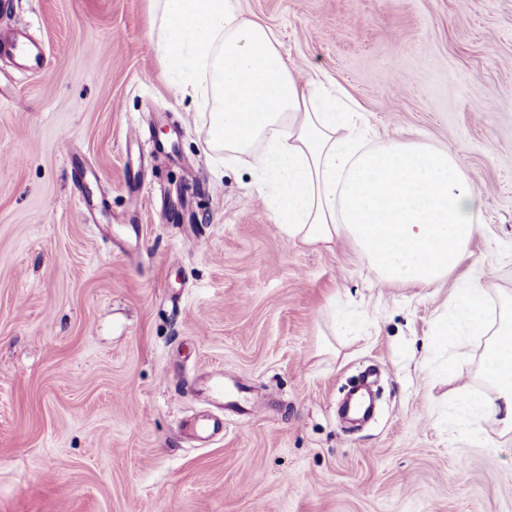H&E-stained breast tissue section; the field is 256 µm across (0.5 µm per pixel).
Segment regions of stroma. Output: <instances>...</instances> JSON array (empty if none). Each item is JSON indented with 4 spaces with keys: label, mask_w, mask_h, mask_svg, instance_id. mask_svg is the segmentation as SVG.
Listing matches in <instances>:
<instances>
[{
    "label": "stroma",
    "mask_w": 512,
    "mask_h": 512,
    "mask_svg": "<svg viewBox=\"0 0 512 512\" xmlns=\"http://www.w3.org/2000/svg\"><path fill=\"white\" fill-rule=\"evenodd\" d=\"M238 3L368 145L465 156L468 256L384 285L350 240L289 239L252 158L214 172L150 0H10L44 61L0 56V512H512V432L448 418L483 343L432 346L454 288L512 294V0ZM215 370L243 402L203 445Z\"/></svg>",
    "instance_id": "stroma-1"
}]
</instances>
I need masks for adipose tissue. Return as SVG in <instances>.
Segmentation results:
<instances>
[{"instance_id": "1", "label": "adipose tissue", "mask_w": 512, "mask_h": 512, "mask_svg": "<svg viewBox=\"0 0 512 512\" xmlns=\"http://www.w3.org/2000/svg\"><path fill=\"white\" fill-rule=\"evenodd\" d=\"M151 47L184 94L208 113L198 139L224 165L249 155L260 194L289 238L357 247L383 284L431 286L466 259L483 198L461 155L428 139L393 137L366 147L357 107L303 79L271 30L246 19L237 0H151ZM437 327L451 346L482 337L478 375L448 408L475 440L494 418L512 431V296L479 283L457 288Z\"/></svg>"}]
</instances>
